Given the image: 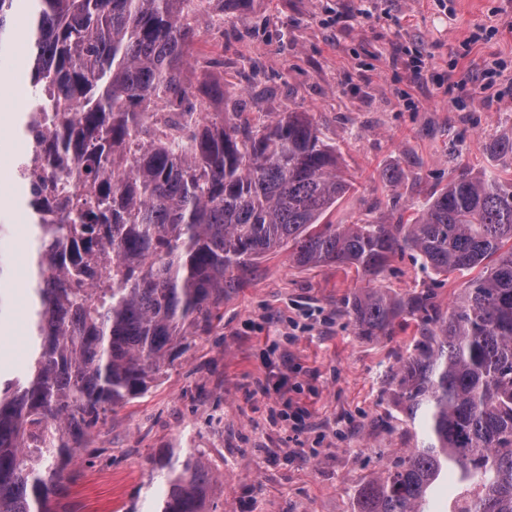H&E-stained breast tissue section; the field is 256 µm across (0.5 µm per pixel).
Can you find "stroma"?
Returning <instances> with one entry per match:
<instances>
[{
    "mask_svg": "<svg viewBox=\"0 0 512 512\" xmlns=\"http://www.w3.org/2000/svg\"><path fill=\"white\" fill-rule=\"evenodd\" d=\"M185 75L223 85L212 111L256 124L307 113L335 146L353 187L328 219L350 224L413 214L461 170L512 180L491 142L512 134V0H226L203 5ZM495 68L491 89L483 74ZM393 168V187L381 178ZM0 241L11 259L12 314L0 324V366L29 347V225L0 182ZM468 274L435 276L412 253L376 280L398 298L424 289L448 309ZM368 284L333 265L296 266L289 250L261 260L224 299V317L196 337L145 395L94 432L68 512H144L156 489L151 459L205 455L218 512H351L415 431L389 374L419 334L358 335L344 301Z\"/></svg>",
    "mask_w": 512,
    "mask_h": 512,
    "instance_id": "stroma-1",
    "label": "stroma"
}]
</instances>
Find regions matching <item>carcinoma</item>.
Wrapping results in <instances>:
<instances>
[{"instance_id":"cac0c4a2","label":"carcinoma","mask_w":512,"mask_h":512,"mask_svg":"<svg viewBox=\"0 0 512 512\" xmlns=\"http://www.w3.org/2000/svg\"><path fill=\"white\" fill-rule=\"evenodd\" d=\"M204 0H0V56L26 46L34 154L17 163L31 213L36 346L0 374V512H61L77 454L117 407L148 392L225 295L288 246L299 267L377 278L409 250L436 275L478 274L448 314L422 290L366 286L345 301L358 335L423 325L391 379L423 440L359 491L354 512H512V183L466 171L396 224L326 217L350 191L336 149L304 112L241 125L212 117L210 84L183 75ZM75 173L80 192L63 177ZM11 265L0 254V320ZM153 512H212L209 466L152 460Z\"/></svg>"}]
</instances>
